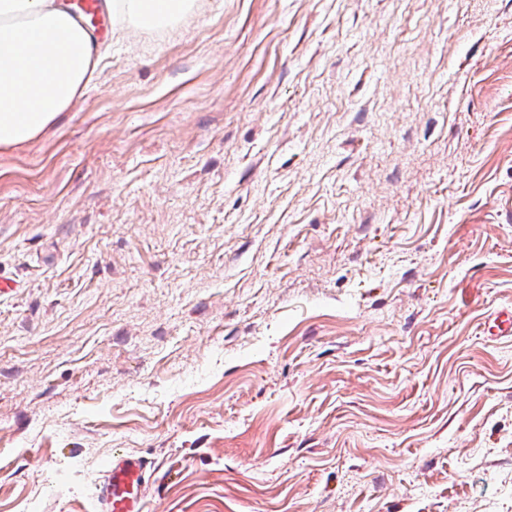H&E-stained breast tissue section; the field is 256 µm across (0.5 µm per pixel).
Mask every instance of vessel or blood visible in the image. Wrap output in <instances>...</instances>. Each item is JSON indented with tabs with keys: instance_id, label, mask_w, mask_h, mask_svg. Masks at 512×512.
<instances>
[{
	"instance_id": "1",
	"label": "vessel or blood",
	"mask_w": 512,
	"mask_h": 512,
	"mask_svg": "<svg viewBox=\"0 0 512 512\" xmlns=\"http://www.w3.org/2000/svg\"><path fill=\"white\" fill-rule=\"evenodd\" d=\"M148 464L140 457L113 454L97 489L100 512H144Z\"/></svg>"
}]
</instances>
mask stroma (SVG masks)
Returning a JSON list of instances; mask_svg holds the SVG:
<instances>
[{"mask_svg":"<svg viewBox=\"0 0 512 512\" xmlns=\"http://www.w3.org/2000/svg\"><path fill=\"white\" fill-rule=\"evenodd\" d=\"M0 148V512H512V0H196ZM148 483V464L126 453H114L97 489L101 512H143Z\"/></svg>","mask_w":512,"mask_h":512,"instance_id":"1","label":"stroma"}]
</instances>
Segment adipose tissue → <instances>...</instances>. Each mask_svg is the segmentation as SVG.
Masks as SVG:
<instances>
[{"label": "adipose tissue", "mask_w": 512, "mask_h": 512, "mask_svg": "<svg viewBox=\"0 0 512 512\" xmlns=\"http://www.w3.org/2000/svg\"><path fill=\"white\" fill-rule=\"evenodd\" d=\"M193 0H107L113 24L161 30ZM103 44L59 0H0V148L27 143L83 95Z\"/></svg>", "instance_id": "obj_1"}]
</instances>
